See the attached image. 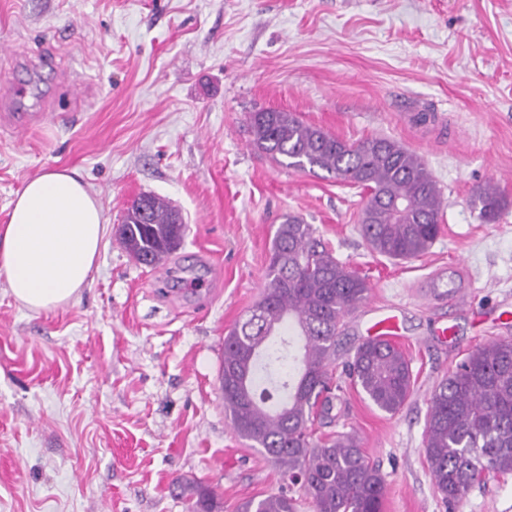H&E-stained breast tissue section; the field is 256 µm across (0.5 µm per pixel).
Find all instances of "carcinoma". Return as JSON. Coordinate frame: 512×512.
Wrapping results in <instances>:
<instances>
[{
    "instance_id": "cac0c4a2",
    "label": "carcinoma",
    "mask_w": 512,
    "mask_h": 512,
    "mask_svg": "<svg viewBox=\"0 0 512 512\" xmlns=\"http://www.w3.org/2000/svg\"><path fill=\"white\" fill-rule=\"evenodd\" d=\"M255 146L281 166L320 171L373 194L359 228L369 249L393 260L424 256L440 232L442 192L420 158L398 142L373 137L349 143L291 112L249 115ZM491 223L505 206L496 184L470 197ZM180 214L161 197L128 205L121 240L152 267L175 250ZM365 278L340 262L312 225L287 214L274 232L263 299L224 337L220 388L239 437L262 448L288 490L249 499L239 512H297L293 489L314 512H382L386 487L379 466L354 432L319 438L313 425L335 420L331 366L344 319L366 298ZM345 378L377 409L394 415L413 394L411 363L396 344L368 338L346 361ZM424 448L437 493L458 512L482 476L512 474V338L469 352L433 391ZM191 512H224L197 480L179 483Z\"/></svg>"
}]
</instances>
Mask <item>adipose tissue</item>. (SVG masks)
Instances as JSON below:
<instances>
[{
    "label": "adipose tissue",
    "instance_id": "obj_1",
    "mask_svg": "<svg viewBox=\"0 0 512 512\" xmlns=\"http://www.w3.org/2000/svg\"><path fill=\"white\" fill-rule=\"evenodd\" d=\"M104 224L77 171H48L28 181L0 225V275L14 300L35 312L74 301L93 272Z\"/></svg>",
    "mask_w": 512,
    "mask_h": 512
}]
</instances>
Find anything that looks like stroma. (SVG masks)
Here are the masks:
<instances>
[{"label":"stroma","instance_id":"obj_1","mask_svg":"<svg viewBox=\"0 0 512 512\" xmlns=\"http://www.w3.org/2000/svg\"><path fill=\"white\" fill-rule=\"evenodd\" d=\"M1 80L22 98L0 115L36 120L0 128V224L28 180L75 168L106 232L66 306L29 311L0 276V512H188L182 478L224 512L281 491L263 450L234 431L219 376L288 213L369 283L334 371L387 316L413 371L398 414L348 386L317 434L359 435L386 479L383 512H446L425 459L428 399L476 346L512 338V0H0ZM269 108L419 155L443 195L428 253H372L359 188L259 150L248 115ZM489 181L507 205L485 223L469 197ZM142 193L186 225L160 270L118 236ZM460 512H512V474L484 477Z\"/></svg>","mask_w":512,"mask_h":512}]
</instances>
